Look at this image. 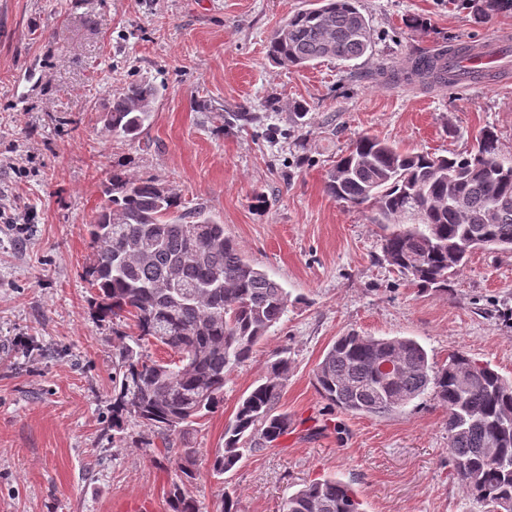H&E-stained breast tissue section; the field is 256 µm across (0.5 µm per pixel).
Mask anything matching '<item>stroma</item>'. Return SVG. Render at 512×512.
<instances>
[{"label":"stroma","mask_w":512,"mask_h":512,"mask_svg":"<svg viewBox=\"0 0 512 512\" xmlns=\"http://www.w3.org/2000/svg\"><path fill=\"white\" fill-rule=\"evenodd\" d=\"M313 2L0 0V512H167L175 464L141 421L112 425L119 325L97 314L83 275L87 226L116 164L204 207L291 294L219 407L192 426L202 512H220L228 487L239 512H281L324 478L351 484L365 512H482L452 474L445 406L427 397L385 418L347 414L329 408L313 372L354 330L416 339L440 364L460 350L512 379V251L474 252L447 291H422L384 260L370 206L325 190L362 135L464 156L489 129L512 157V69L453 87L402 78L448 40L512 34V11L360 0L370 55L274 64L269 35ZM131 72L163 87L139 144L101 122ZM197 100L259 118L223 129ZM282 350L294 429L213 475L239 399Z\"/></svg>","instance_id":"35a3bbf8"}]
</instances>
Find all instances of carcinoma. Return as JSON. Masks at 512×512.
Segmentation results:
<instances>
[{
  "label": "carcinoma",
  "mask_w": 512,
  "mask_h": 512,
  "mask_svg": "<svg viewBox=\"0 0 512 512\" xmlns=\"http://www.w3.org/2000/svg\"><path fill=\"white\" fill-rule=\"evenodd\" d=\"M481 15L512 10V0H462ZM371 27L358 0H318L270 35L267 56L301 69L323 59L357 60L372 49ZM416 58L404 79L456 86L460 78L448 53ZM160 87L132 79L111 94L103 129L131 141L140 138ZM222 124L255 121L250 112H226L203 103ZM326 192L351 205L370 203L373 223L394 230L383 256L413 284L448 289V251L491 240L512 250V159L501 155L493 131H483L466 157L403 151L369 136L358 138L336 161ZM108 200L88 225L91 255L84 276L98 292L97 309L129 331L112 376V427L134 417L158 429L177 466L167 491L169 512H200L191 486L195 450L188 427L213 412L224 397L228 372L246 363L254 347L288 313L290 295L224 236V225L203 208L177 211L180 200L150 177H134L123 165L109 172ZM408 218L409 224L400 220ZM153 344L174 358L152 360ZM456 362L437 365L413 338H382L347 332L327 349L314 370L318 393L333 408L357 415L396 414L430 395L448 409V455L466 494L483 512H512V381L463 351ZM383 362L395 373L380 371ZM288 356L277 353L263 382L242 397L224 429V448L210 461L218 474L231 471L246 450L273 446L294 429L279 411L288 379ZM283 512H363L349 484L313 481L290 494Z\"/></svg>",
  "instance_id": "1"
}]
</instances>
